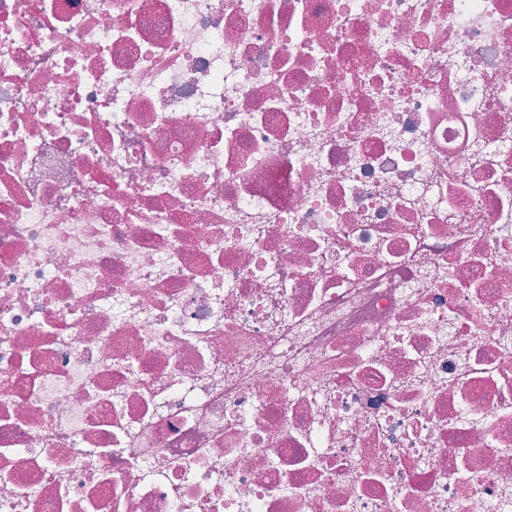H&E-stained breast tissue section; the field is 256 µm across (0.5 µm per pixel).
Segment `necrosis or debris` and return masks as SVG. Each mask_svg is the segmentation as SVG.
I'll return each instance as SVG.
<instances>
[{"mask_svg": "<svg viewBox=\"0 0 512 512\" xmlns=\"http://www.w3.org/2000/svg\"><path fill=\"white\" fill-rule=\"evenodd\" d=\"M0 512H512V0H0Z\"/></svg>", "mask_w": 512, "mask_h": 512, "instance_id": "necrosis-or-debris-1", "label": "necrosis or debris"}]
</instances>
